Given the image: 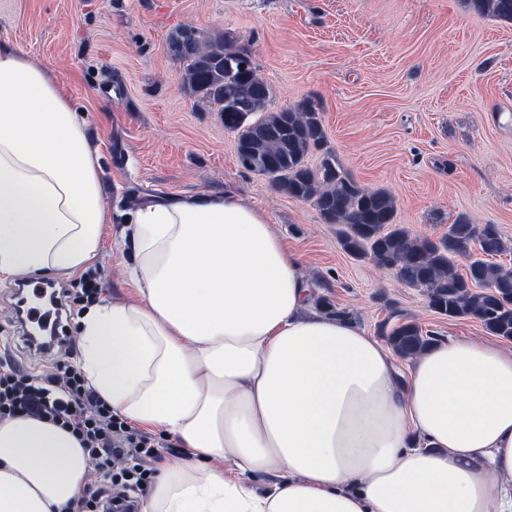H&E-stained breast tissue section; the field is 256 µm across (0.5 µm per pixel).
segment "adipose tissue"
Instances as JSON below:
<instances>
[{
    "mask_svg": "<svg viewBox=\"0 0 512 512\" xmlns=\"http://www.w3.org/2000/svg\"><path fill=\"white\" fill-rule=\"evenodd\" d=\"M105 214L81 111L0 43V277L85 270ZM126 222L139 299L82 314L80 369L187 450L144 512H512V352L450 337L399 379L351 317L312 309L300 255L233 190ZM89 471L71 431L0 421V512H66Z\"/></svg>",
    "mask_w": 512,
    "mask_h": 512,
    "instance_id": "1",
    "label": "adipose tissue"
}]
</instances>
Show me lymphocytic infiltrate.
Returning a JSON list of instances; mask_svg holds the SVG:
<instances>
[{
  "mask_svg": "<svg viewBox=\"0 0 512 512\" xmlns=\"http://www.w3.org/2000/svg\"><path fill=\"white\" fill-rule=\"evenodd\" d=\"M16 416L71 430L87 453L90 479L71 512H134L153 479L149 462L170 445L168 436L137 431L115 417L82 373L61 362L37 379L13 364L0 372V421Z\"/></svg>",
  "mask_w": 512,
  "mask_h": 512,
  "instance_id": "obj_1",
  "label": "lymphocytic infiltrate"
}]
</instances>
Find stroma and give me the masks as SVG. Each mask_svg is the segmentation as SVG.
Returning a JSON list of instances; mask_svg holds the SVG:
<instances>
[{"label":"stroma","instance_id":"1","mask_svg":"<svg viewBox=\"0 0 512 512\" xmlns=\"http://www.w3.org/2000/svg\"><path fill=\"white\" fill-rule=\"evenodd\" d=\"M179 27L246 47L269 110L314 102L328 148L360 186L394 197L413 236L438 239L464 215L512 240V23L464 0H0V41L86 111L107 204L89 264L102 301L135 297L120 259L127 211L231 188L301 255L316 295L371 336L401 315L443 338L487 339L480 322L441 318L395 271L349 256L311 202L239 167L236 134L169 50ZM16 287L0 282V357L38 375L44 361L16 338Z\"/></svg>","mask_w":512,"mask_h":512}]
</instances>
